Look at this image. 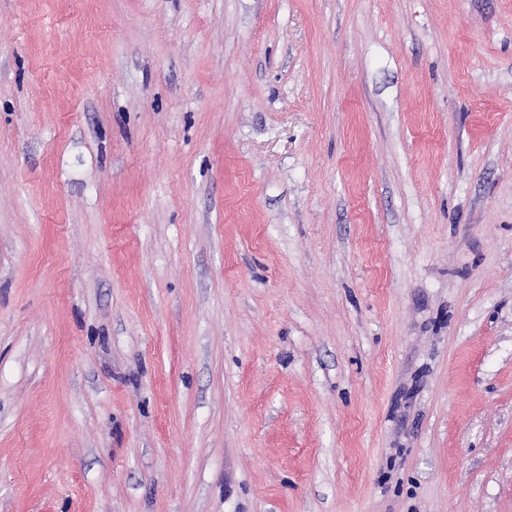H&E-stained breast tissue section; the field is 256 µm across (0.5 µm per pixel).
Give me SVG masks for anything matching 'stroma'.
Segmentation results:
<instances>
[{
  "mask_svg": "<svg viewBox=\"0 0 512 512\" xmlns=\"http://www.w3.org/2000/svg\"><path fill=\"white\" fill-rule=\"evenodd\" d=\"M0 512H512V0H0Z\"/></svg>",
  "mask_w": 512,
  "mask_h": 512,
  "instance_id": "1",
  "label": "stroma"
}]
</instances>
